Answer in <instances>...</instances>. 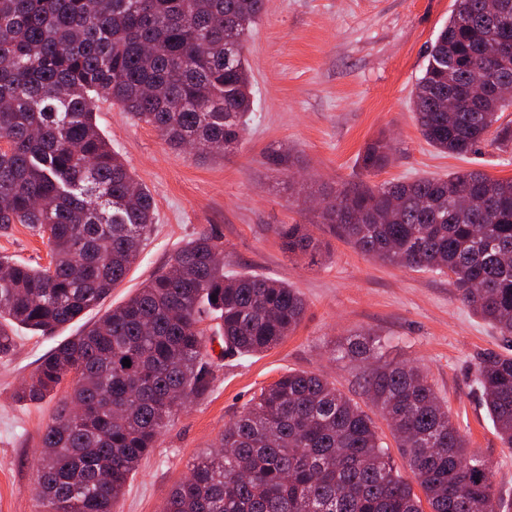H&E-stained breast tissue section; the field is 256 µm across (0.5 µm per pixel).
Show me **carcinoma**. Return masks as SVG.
Segmentation results:
<instances>
[{"mask_svg": "<svg viewBox=\"0 0 512 512\" xmlns=\"http://www.w3.org/2000/svg\"><path fill=\"white\" fill-rule=\"evenodd\" d=\"M262 9L263 0H0V228L27 224L51 251L38 268L0 257V359L17 329L44 335L100 306L154 224L150 193L110 148L92 103L119 107L177 151L234 149L252 110L244 52ZM503 37L512 39V0H457L430 45L413 108L437 151L512 143V127L499 123L512 99L495 92L512 82V57L485 75L483 96L467 91L472 63ZM388 161L381 140L359 155L367 172ZM326 216L367 257L448 276L455 298L512 341V179L468 170L344 188ZM275 232L294 256L322 249L306 224ZM304 312L290 284L227 269L213 237L178 248L169 269L43 355L18 393L38 403L70 387L32 464L44 512H114L179 407L173 393L210 390L213 343L223 357L267 352ZM337 352L375 360L362 389L413 481L357 401L320 373L290 371L224 428L160 512H512L424 366L388 358L371 333ZM475 372L512 448V355L489 351Z\"/></svg>", "mask_w": 512, "mask_h": 512, "instance_id": "carcinoma-1", "label": "carcinoma"}]
</instances>
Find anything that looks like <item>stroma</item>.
Segmentation results:
<instances>
[{"mask_svg": "<svg viewBox=\"0 0 512 512\" xmlns=\"http://www.w3.org/2000/svg\"><path fill=\"white\" fill-rule=\"evenodd\" d=\"M454 8L455 0H264L246 43L252 119L242 144L220 159L171 150L153 127L110 104L96 105L100 131L149 190L156 210L139 260L105 307L125 302L202 233L219 238L230 269L288 281L306 302L300 325L276 348L245 359L214 358L210 390L177 410L115 512H160L225 425L260 388L290 371H323L363 401L362 363L332 355L335 342L363 332L384 340L389 357L424 365L469 448L489 463L499 493L512 500V448L498 438L475 385L480 355L511 353L512 343L455 299L447 276L363 256L337 236L321 206L344 187L459 170L512 178V146L456 157L420 134L411 95L427 48ZM379 137L390 147V162L365 172L358 157ZM280 148L291 156L290 170L267 159ZM280 224L308 225L323 244L321 254L289 258L275 233ZM0 255L44 265L50 248L28 225L13 224L0 229ZM97 316L89 311L85 321ZM85 321L45 336L18 330L14 353L0 360V512H40L31 494L32 461L58 400L25 403L14 394L39 358L79 335Z\"/></svg>", "mask_w": 512, "mask_h": 512, "instance_id": "35a3bbf8", "label": "stroma"}]
</instances>
